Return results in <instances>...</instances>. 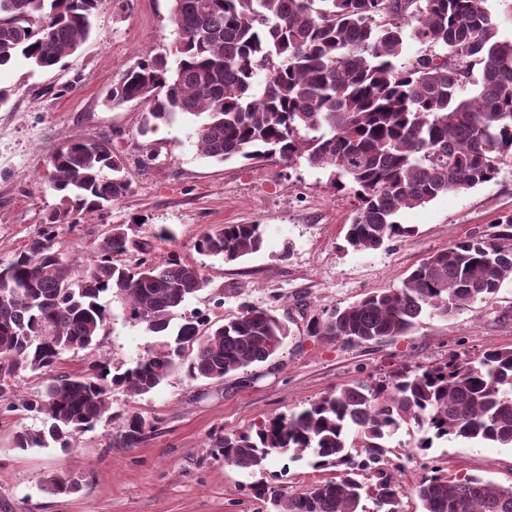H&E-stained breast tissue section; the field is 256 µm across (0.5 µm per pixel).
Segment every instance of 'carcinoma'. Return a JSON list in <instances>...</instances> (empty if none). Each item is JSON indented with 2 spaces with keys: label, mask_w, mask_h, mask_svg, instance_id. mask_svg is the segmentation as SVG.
<instances>
[{
  "label": "carcinoma",
  "mask_w": 512,
  "mask_h": 512,
  "mask_svg": "<svg viewBox=\"0 0 512 512\" xmlns=\"http://www.w3.org/2000/svg\"><path fill=\"white\" fill-rule=\"evenodd\" d=\"M99 0H0V68L24 59L51 69L92 33ZM485 0H171L175 40L166 54L145 53L112 86L115 105L146 106L141 129L199 119L194 145L219 163L279 155L330 170L334 189L356 200L345 240L374 251L409 237L398 221L405 208L496 178L512 163V41L498 37ZM429 52L401 62L408 40ZM481 89L459 94L473 71ZM45 184L59 197L38 234L0 269V372L24 367L49 372L23 403L46 427L19 432V449L75 447L77 438L112 416V389L153 392L176 370L190 380L222 382L270 361L288 338L273 309L246 302L218 326L201 315L176 331L180 309L206 288L198 266L176 254L153 256L163 228L112 226L94 257L67 261L55 249L59 228L126 195L131 183L108 141L74 138L49 161ZM498 231L457 241L424 259L401 286L370 293L309 322V332L346 343L384 342L406 335L428 310L448 316L492 297L512 278V214ZM261 224H224L203 232L197 252L236 262L259 252ZM135 251L134 265L114 256ZM161 338L136 365L112 373L103 362L84 372L52 374L63 354L87 350L109 313L100 294ZM416 429L414 454L437 440L512 448V348L475 356L452 354L441 365L392 379L353 381L298 413L247 432H219L212 447L224 462L263 474L268 457L343 463L338 480L288 495L266 481L248 490L269 512H359L372 495L376 512H402L405 488L379 468L385 441ZM153 424L131 409L120 442L137 448ZM363 448L367 458L351 459ZM375 471L366 486L361 472ZM422 512H512V486L474 475L452 477L434 465L414 487Z\"/></svg>",
  "instance_id": "1"
}]
</instances>
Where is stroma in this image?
I'll use <instances>...</instances> for the list:
<instances>
[{"label": "stroma", "mask_w": 512, "mask_h": 512, "mask_svg": "<svg viewBox=\"0 0 512 512\" xmlns=\"http://www.w3.org/2000/svg\"><path fill=\"white\" fill-rule=\"evenodd\" d=\"M170 6V0H129L120 10L113 0H101L91 37L61 66L34 71L20 61L0 69V87L13 92L0 109V266L37 234L58 202L44 184L50 158L76 137L105 140L122 156L131 190L105 211L63 226L57 249L89 256L117 224L141 220L149 228H170L174 240H155V256L177 254L209 279L185 304V315L220 322L247 302L275 309L290 334L271 362L221 383L191 381L177 372L145 396L113 391L111 419L84 432L66 453L54 446L14 447L17 431L39 430L45 422L22 407L40 387L41 375L17 369L7 378L13 407L0 406V512H267L247 494L248 476L213 454L216 432L244 431L301 411L355 380L430 366L454 352L476 355L512 347V280L504 281L493 299L449 316L425 314L409 334L385 343L348 344L310 335L308 321L325 310L400 287L430 253L491 233L499 216L512 213V163L502 165L491 182L403 210L399 221L413 226L414 236L376 251L344 250L353 199L331 187L328 170L302 159L291 165L275 158L214 163L190 141L194 117L144 136L142 102L112 106L110 92L126 67L138 55L172 46ZM220 224L264 225L262 249L230 264L198 253L197 237ZM99 302L111 313L104 331L92 350L65 353L61 372L84 370L93 358L121 372L154 346L155 336L126 316L111 293L101 294ZM132 407L153 430L142 445L126 448L119 430ZM414 442L413 431L401 429L383 456L406 488L402 512H420L412 487L423 470L411 453ZM428 456L450 475H481L512 485V448L438 440ZM283 469L284 491L298 494L314 482L339 479L345 467L316 468L305 459L271 455L268 472ZM58 473L72 480L70 493L50 490L48 480Z\"/></svg>", "instance_id": "stroma-1"}]
</instances>
